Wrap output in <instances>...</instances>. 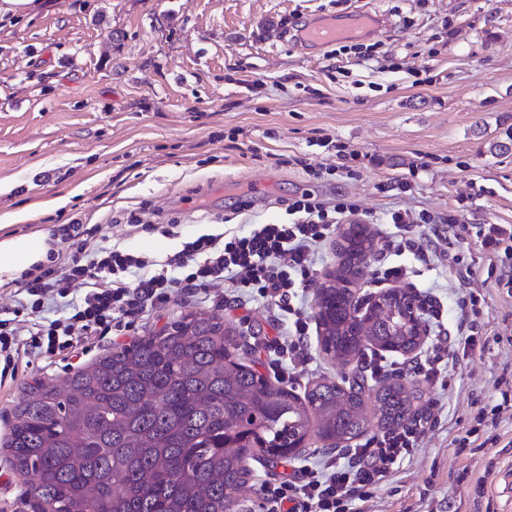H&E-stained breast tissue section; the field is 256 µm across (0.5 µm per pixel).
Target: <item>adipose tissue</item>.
<instances>
[{"mask_svg":"<svg viewBox=\"0 0 512 512\" xmlns=\"http://www.w3.org/2000/svg\"><path fill=\"white\" fill-rule=\"evenodd\" d=\"M53 241L43 232L15 234L0 225V280L19 278L47 263Z\"/></svg>","mask_w":512,"mask_h":512,"instance_id":"obj_1","label":"adipose tissue"}]
</instances>
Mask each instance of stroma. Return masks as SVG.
Returning a JSON list of instances; mask_svg holds the SVG:
<instances>
[{
	"instance_id": "1",
	"label": "stroma",
	"mask_w": 512,
	"mask_h": 512,
	"mask_svg": "<svg viewBox=\"0 0 512 512\" xmlns=\"http://www.w3.org/2000/svg\"><path fill=\"white\" fill-rule=\"evenodd\" d=\"M379 10L378 36L306 54L294 35L311 14ZM512 0H43L34 14L0 17V222L15 233L58 232L79 222L93 237L166 259L188 238L287 221L292 200L350 201L374 235L400 209L428 213L432 237L455 219L453 273L422 267L443 312L425 343L455 330L460 291L478 299L483 325L473 351L450 362L443 384L424 383L438 409L420 448L397 461L357 512H512V419L499 444L456 452L453 441L512 375V296L481 257V224L512 225ZM268 177L264 194L238 185ZM223 187L222 197L186 199ZM64 204H57V197ZM161 207L176 226L127 233L124 212ZM190 312L216 314L243 336L262 373L284 324L277 308L248 295L184 293L146 312L136 330L89 344L79 359H35L0 386V441L7 415L36 381L59 383L112 347L130 344ZM292 387L350 378L356 366L323 355ZM308 445L296 459L253 462L237 512H260V484L321 463ZM483 495H475L474 482Z\"/></svg>"
}]
</instances>
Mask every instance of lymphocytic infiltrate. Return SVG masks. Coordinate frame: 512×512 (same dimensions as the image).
I'll return each mask as SVG.
<instances>
[{"mask_svg":"<svg viewBox=\"0 0 512 512\" xmlns=\"http://www.w3.org/2000/svg\"><path fill=\"white\" fill-rule=\"evenodd\" d=\"M356 206L338 202L328 206L305 197L289 203L285 224H259L245 234H204L183 242L163 261L124 250L107 241L81 237L79 223L69 224L60 241L67 253L39 273L17 280V317L0 319V359L17 366L22 359L75 356L93 337L132 327L145 312L159 308L178 293L223 287L274 304L285 314L286 326L276 341L279 359L273 368L284 382L294 381L297 369L308 362L309 321L294 301L316 279L320 248L334 231L337 215L354 213ZM392 235L379 247L386 256L371 272L373 284L415 277L414 266L401 262L404 252H430L454 268L458 256L452 244L458 233L448 224L435 239L421 242L409 212H393ZM57 317L45 316L48 303ZM473 337L440 336L420 356L405 363L404 372L428 382L444 380L449 361L466 355ZM494 400L478 409L474 428L456 439L459 448L471 447L480 428L491 431L497 443L504 416L512 417V380L499 378ZM423 422L374 437L358 448L326 454L321 465L299 475L261 486L265 512H352L355 501L368 500L398 460L418 448Z\"/></svg>","mask_w":512,"mask_h":512,"instance_id":"obj_1","label":"lymphocytic infiltrate"}]
</instances>
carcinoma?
Masks as SVG:
<instances>
[{
    "mask_svg": "<svg viewBox=\"0 0 512 512\" xmlns=\"http://www.w3.org/2000/svg\"><path fill=\"white\" fill-rule=\"evenodd\" d=\"M374 235L354 224L316 294L320 351L345 365L366 350L413 353V295L379 294L366 312L354 288ZM216 314L188 313L115 347L63 383L26 386L3 449L36 512H235L250 461L296 457L310 437L329 449L416 419L422 390L395 373L322 379L299 395L243 356Z\"/></svg>",
    "mask_w": 512,
    "mask_h": 512,
    "instance_id": "cac0c4a2",
    "label": "carcinoma"
}]
</instances>
